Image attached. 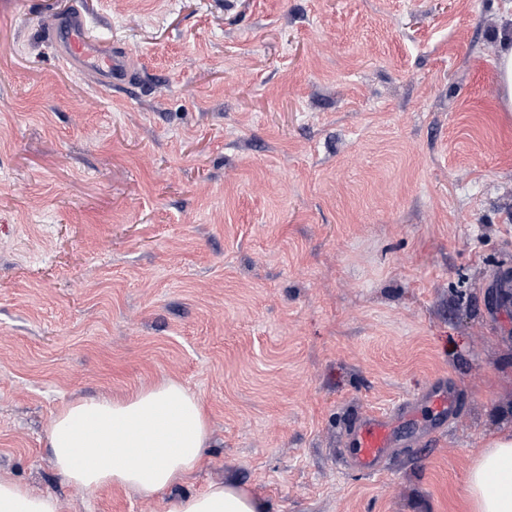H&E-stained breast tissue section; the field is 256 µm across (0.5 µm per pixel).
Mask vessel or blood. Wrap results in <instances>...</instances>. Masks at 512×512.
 Instances as JSON below:
<instances>
[{
    "instance_id": "1",
    "label": "vessel or blood",
    "mask_w": 512,
    "mask_h": 512,
    "mask_svg": "<svg viewBox=\"0 0 512 512\" xmlns=\"http://www.w3.org/2000/svg\"><path fill=\"white\" fill-rule=\"evenodd\" d=\"M49 38L65 66L93 78L99 86L110 91H129L137 84L138 76L132 72L126 52L95 40L80 12L55 17ZM424 399L433 405L438 424L457 418L458 400L444 384L433 383ZM412 409V403L408 402L393 413L368 412L357 416L343 441L342 457L347 467L362 475L381 474L392 453L393 423Z\"/></svg>"
}]
</instances>
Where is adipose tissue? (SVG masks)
Returning <instances> with one entry per match:
<instances>
[{
  "label": "adipose tissue",
  "instance_id": "1",
  "mask_svg": "<svg viewBox=\"0 0 512 512\" xmlns=\"http://www.w3.org/2000/svg\"><path fill=\"white\" fill-rule=\"evenodd\" d=\"M208 443L201 400L165 381L122 399L80 400L57 414L48 437L53 463L68 481L88 489L115 486L151 497L203 464ZM464 512H512V433L499 435L470 465ZM0 512H60L56 498L0 479ZM174 512H268L245 487L213 484L182 498Z\"/></svg>",
  "mask_w": 512,
  "mask_h": 512
}]
</instances>
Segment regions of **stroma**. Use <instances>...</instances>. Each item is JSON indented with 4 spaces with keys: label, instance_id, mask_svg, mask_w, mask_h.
Here are the masks:
<instances>
[{
    "label": "stroma",
    "instance_id": "1",
    "mask_svg": "<svg viewBox=\"0 0 512 512\" xmlns=\"http://www.w3.org/2000/svg\"><path fill=\"white\" fill-rule=\"evenodd\" d=\"M68 2L0 0V478L60 512L228 482L270 512H459L512 432L506 0H79L124 94L58 60ZM169 379L208 414L200 470L152 499L57 473L61 407ZM410 398L384 472L346 470L355 416ZM497 60L501 105L512 112V37L501 38ZM422 399L434 406L438 416L437 423L434 425L435 428L444 425L446 421L449 423L457 418L458 400L451 389H449V385L447 388L444 384L434 382Z\"/></svg>",
    "mask_w": 512,
    "mask_h": 512
}]
</instances>
